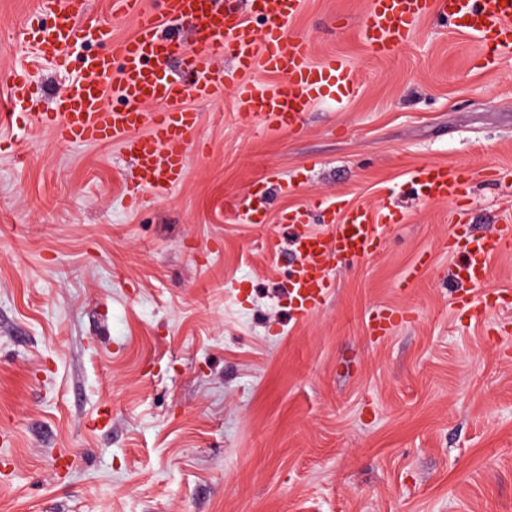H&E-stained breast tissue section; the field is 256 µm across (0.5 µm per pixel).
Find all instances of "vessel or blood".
<instances>
[{"instance_id":"obj_1","label":"vessel or blood","mask_w":512,"mask_h":512,"mask_svg":"<svg viewBox=\"0 0 512 512\" xmlns=\"http://www.w3.org/2000/svg\"><path fill=\"white\" fill-rule=\"evenodd\" d=\"M161 5L157 14L143 0H112L113 18H135L134 36L110 40L106 52L83 53L78 76L58 95L54 110L30 115L32 124L50 129L59 141L115 144L133 155L138 176L125 190L130 202L184 180L188 147L199 124L187 100L215 101L224 95V74L211 69V60L234 59L239 118L269 129L299 128L304 113L326 91L346 96L353 90L350 75L334 59L314 64L309 42L289 37L286 24L299 0H249L251 13L262 21L257 28L223 0H161ZM38 12L52 18V26L30 25L22 36L58 68H68L72 51L103 34L88 17L87 0H39ZM432 13L447 16L483 41L486 57L512 48V0H371L364 28L373 51L386 54L404 45L413 24ZM175 59L191 83L172 74ZM258 72H276L284 80L262 89L251 80ZM111 93L124 100V108L107 105ZM408 178L423 201L456 204L466 194L470 172L458 164L425 162ZM301 217L291 209L280 221L294 229L296 263L288 286L295 315L305 318L326 303L335 259L377 255L397 215L385 206L351 207L340 210L336 223L324 229L302 223ZM510 244L511 224L483 234H449L447 252L457 258L456 271L466 287L453 300L457 309L485 312L512 305L511 294L485 288L491 259ZM408 317L405 309L380 308L368 328L384 338Z\"/></svg>"}]
</instances>
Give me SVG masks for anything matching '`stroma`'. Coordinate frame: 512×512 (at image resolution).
<instances>
[{"mask_svg": "<svg viewBox=\"0 0 512 512\" xmlns=\"http://www.w3.org/2000/svg\"><path fill=\"white\" fill-rule=\"evenodd\" d=\"M368 4L300 0L288 22L352 95L292 132L243 126L231 86L190 100L185 181L132 208L119 146L14 115V72L47 108L70 76L21 37L38 0H0V512H512V309L456 315L442 249L456 225L512 223V50L481 61L432 15L381 58L359 38ZM428 161L470 170L463 207L416 198ZM260 189L268 223L239 222ZM331 201L400 221L298 319L280 216L321 226ZM382 306L411 316L379 339Z\"/></svg>", "mask_w": 512, "mask_h": 512, "instance_id": "obj_1", "label": "stroma"}]
</instances>
